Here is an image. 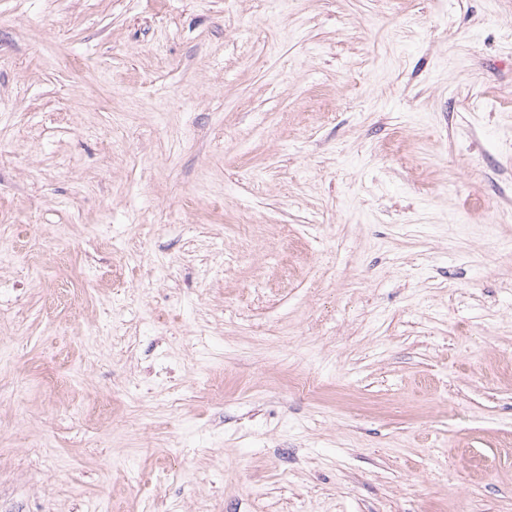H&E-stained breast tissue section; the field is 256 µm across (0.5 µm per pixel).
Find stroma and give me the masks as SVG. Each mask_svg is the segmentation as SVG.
<instances>
[{
  "mask_svg": "<svg viewBox=\"0 0 512 512\" xmlns=\"http://www.w3.org/2000/svg\"><path fill=\"white\" fill-rule=\"evenodd\" d=\"M0 512H512V0H0Z\"/></svg>",
  "mask_w": 512,
  "mask_h": 512,
  "instance_id": "stroma-1",
  "label": "stroma"
}]
</instances>
